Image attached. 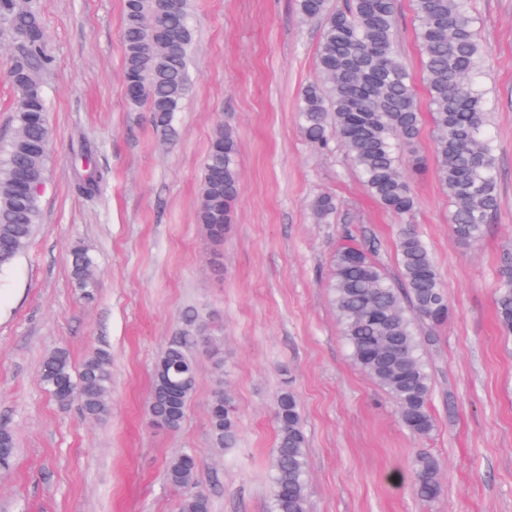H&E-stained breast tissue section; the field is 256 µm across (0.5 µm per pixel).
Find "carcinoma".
I'll return each instance as SVG.
<instances>
[{"label":"carcinoma","mask_w":512,"mask_h":512,"mask_svg":"<svg viewBox=\"0 0 512 512\" xmlns=\"http://www.w3.org/2000/svg\"><path fill=\"white\" fill-rule=\"evenodd\" d=\"M416 38L422 55L429 115L435 130V172L452 206L455 239L472 244L500 207L493 170L494 141L488 131V102L479 84L482 47L471 0H412ZM299 15L319 18L322 34L316 52L319 78L300 97L301 133L315 149L337 139L348 153L368 193L387 211L409 215L415 208L409 174L426 170L415 149L423 121L413 78L396 44V0H346L333 10L329 0H297ZM191 0H124L122 41L124 83L141 89L129 103L146 107L161 130L179 111L188 88V58L193 43ZM0 20L9 29L7 80L16 91L15 136L0 149V269L13 265L39 221L38 196H22L14 186L19 168L39 181L49 160L50 128L43 75L51 68L44 24L33 7L18 0H0ZM168 34L164 42L155 32ZM238 147L232 129L219 125L211 139L199 183L196 220L214 242L216 217L231 222L239 196ZM85 197L101 193L100 177L89 172L77 185ZM319 219L336 211V200L320 195L312 202ZM397 277H392L355 245L336 250L329 288L341 335L353 364L395 403L404 428L425 438L434 430L430 410L432 379L424 359L428 336L418 328L446 322L448 294L433 256L421 235L404 225L397 240ZM71 273L86 297L96 287L88 251L70 250ZM495 305L499 324L512 335V258L499 266ZM208 343L206 319L186 316L185 327L157 360L148 401L151 419L176 431L195 392L197 368L191 347ZM109 353L91 352L79 368L69 353L56 349L41 366L44 389L66 405L76 400L86 417L108 414L111 390ZM274 417L278 443L271 466V512H307L309 460L307 437L295 393L282 387ZM209 429L216 448H233L238 440L236 405L222 381L209 402ZM0 470L12 467L16 454L13 432L3 427ZM200 461L191 451L172 456L168 482L181 491L178 512H211V497L195 483ZM416 496L433 503L442 495L439 460L417 453L411 462Z\"/></svg>","instance_id":"carcinoma-1"}]
</instances>
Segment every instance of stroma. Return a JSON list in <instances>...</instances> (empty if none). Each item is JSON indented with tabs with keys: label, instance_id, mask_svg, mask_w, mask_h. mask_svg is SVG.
Segmentation results:
<instances>
[{
	"label": "stroma",
	"instance_id": "1",
	"mask_svg": "<svg viewBox=\"0 0 512 512\" xmlns=\"http://www.w3.org/2000/svg\"><path fill=\"white\" fill-rule=\"evenodd\" d=\"M497 149L501 206L479 242L458 244L451 204L434 171L412 182L402 218L370 197L345 149L312 148L300 132V94L317 77L322 33L296 0H192L189 86L168 134L129 104L123 81L122 0H33L53 58L44 75L50 161L38 229L0 270V426L17 454L0 474V512H177L168 459L191 450L212 512H270L275 397L290 385L308 440V512H512V340L495 316L497 270L512 254V0H472ZM397 46L421 75L411 0H396ZM9 33L0 24V146L14 130L16 92L5 78ZM233 128L241 192L213 244L196 221L203 160L217 125ZM86 141L91 160L75 154ZM103 190H76L88 170ZM333 195L328 219L312 200ZM428 245L452 310L421 327L430 339L433 432L413 437L394 403L350 361L328 282L336 249L354 243L397 275L403 223ZM92 256L85 298L69 250ZM209 322L194 346L198 378L181 428L149 420L156 360L187 310ZM220 349L216 374L209 348ZM73 366L112 357L111 406L100 420L58 404L42 387L46 353ZM223 382L238 410L237 447H214L208 405ZM441 460L432 504L409 482L413 456Z\"/></svg>",
	"mask_w": 512,
	"mask_h": 512
}]
</instances>
